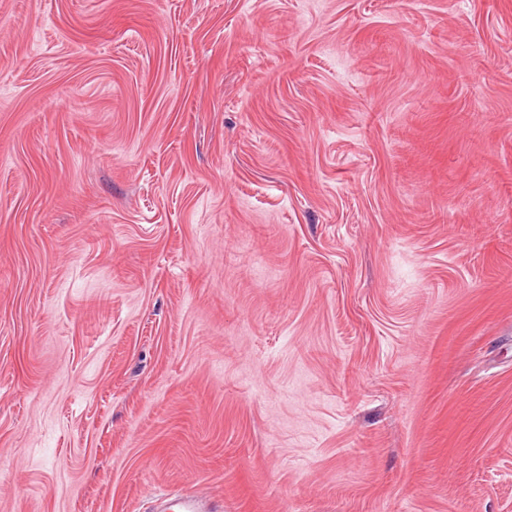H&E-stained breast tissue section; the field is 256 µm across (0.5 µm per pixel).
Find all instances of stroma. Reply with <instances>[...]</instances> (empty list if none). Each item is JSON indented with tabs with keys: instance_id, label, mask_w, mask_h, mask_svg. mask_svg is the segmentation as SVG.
<instances>
[{
	"instance_id": "1",
	"label": "stroma",
	"mask_w": 512,
	"mask_h": 512,
	"mask_svg": "<svg viewBox=\"0 0 512 512\" xmlns=\"http://www.w3.org/2000/svg\"><path fill=\"white\" fill-rule=\"evenodd\" d=\"M512 512V0H0V512Z\"/></svg>"
}]
</instances>
